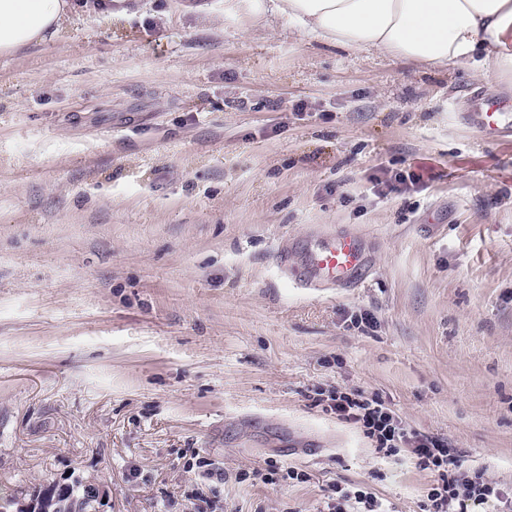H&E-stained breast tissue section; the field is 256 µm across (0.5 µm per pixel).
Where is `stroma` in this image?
I'll return each mask as SVG.
<instances>
[{
	"mask_svg": "<svg viewBox=\"0 0 512 512\" xmlns=\"http://www.w3.org/2000/svg\"><path fill=\"white\" fill-rule=\"evenodd\" d=\"M71 2L0 57V497L92 476L105 512H323L351 482L421 512L429 475L318 405L339 387L512 488V136L463 119L512 82L224 0ZM324 224L373 244L363 286L274 265Z\"/></svg>",
	"mask_w": 512,
	"mask_h": 512,
	"instance_id": "1",
	"label": "stroma"
}]
</instances>
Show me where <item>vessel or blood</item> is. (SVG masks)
Masks as SVG:
<instances>
[{"mask_svg":"<svg viewBox=\"0 0 512 512\" xmlns=\"http://www.w3.org/2000/svg\"><path fill=\"white\" fill-rule=\"evenodd\" d=\"M464 119L479 132L493 136L512 128V106L498 97H482ZM274 261L296 287L324 291L359 287L370 273L372 256L360 232L327 228L295 242L293 248H277Z\"/></svg>","mask_w":512,"mask_h":512,"instance_id":"vessel-or-blood-1","label":"vessel or blood"}]
</instances>
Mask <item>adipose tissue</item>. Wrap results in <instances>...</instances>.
I'll use <instances>...</instances> for the list:
<instances>
[{
	"mask_svg": "<svg viewBox=\"0 0 512 512\" xmlns=\"http://www.w3.org/2000/svg\"><path fill=\"white\" fill-rule=\"evenodd\" d=\"M257 20L288 19L320 42L428 67L512 77V0H229ZM68 0H0V56L47 41Z\"/></svg>",
	"mask_w": 512,
	"mask_h": 512,
	"instance_id": "ef3b65f1",
	"label": "adipose tissue"
}]
</instances>
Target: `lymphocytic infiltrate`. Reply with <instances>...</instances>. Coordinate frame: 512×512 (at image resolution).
Returning <instances> with one entry per match:
<instances>
[{"label": "lymphocytic infiltrate", "instance_id": "obj_1", "mask_svg": "<svg viewBox=\"0 0 512 512\" xmlns=\"http://www.w3.org/2000/svg\"><path fill=\"white\" fill-rule=\"evenodd\" d=\"M329 409L338 419L357 426L382 458L408 457L432 475L422 512H469L470 507L484 504L494 505L496 512H512L511 488L490 478L485 469L465 466L456 449L404 423L378 396L339 390ZM326 507L327 512H389L375 493L359 483L333 485Z\"/></svg>", "mask_w": 512, "mask_h": 512}]
</instances>
